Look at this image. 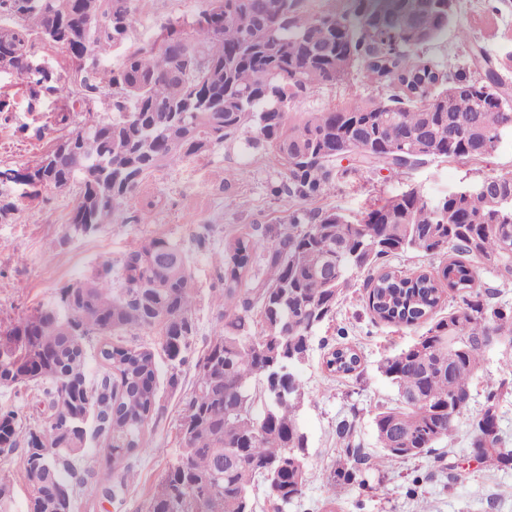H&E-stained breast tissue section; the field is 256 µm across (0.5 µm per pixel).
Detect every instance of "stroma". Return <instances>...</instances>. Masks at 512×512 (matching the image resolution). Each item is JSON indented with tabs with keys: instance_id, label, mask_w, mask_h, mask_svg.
<instances>
[{
	"instance_id": "stroma-1",
	"label": "stroma",
	"mask_w": 512,
	"mask_h": 512,
	"mask_svg": "<svg viewBox=\"0 0 512 512\" xmlns=\"http://www.w3.org/2000/svg\"><path fill=\"white\" fill-rule=\"evenodd\" d=\"M202 0H141V12L127 43L137 47L156 22L194 15ZM467 37H460V30ZM479 43L498 60V72L512 87V0H457V23L427 53L441 61L449 75L470 70V45ZM381 90L362 79L327 85L299 99V112H318L343 106L353 95L377 96ZM13 99L9 121H0V169H22L54 142L53 105L28 112L24 81L0 75V95ZM512 171V146L503 145L491 157L473 160L430 161L404 170L380 167L352 171L333 180L330 189L315 201L275 194L274 186L286 179L284 166L264 147H246L243 140L225 142L206 156L179 167L149 175L129 201L123 222L105 224L86 235L74 233L68 219L76 204L75 191L46 189L42 201L16 200L13 215L0 223V323L16 320L35 307L52 301L62 287L108 265L120 270L127 254L145 241L163 236L186 255L197 286L193 312L196 333L187 361L178 370L179 385L170 388L160 338L147 332L138 336H95L86 341L89 376L101 371L99 349L115 343L151 349L160 362L157 383L158 409L150 419L146 437L150 450L133 454L113 470L137 473L134 484L117 500L105 499L89 472L102 468L97 455L104 439L96 421L87 425V454L79 464L86 481L79 485L72 512H146L147 503L168 468L178 459L182 443L179 424L184 404L194 388V363L224 323L211 299L222 286L220 260L230 239L259 224L268 239L288 228L289 216L298 210L334 209L356 218L370 204L401 194L414 186L427 196H443L466 179H481ZM155 203L149 224L134 218L148 203ZM206 234L208 245L198 248L197 237ZM367 272L354 276V286L340 299L335 313L315 333L299 376L305 391L300 411L308 437L306 481L302 494L284 512H416L419 497H426L431 512H512V469L493 470L473 459L468 436L469 420L483 407L481 387L461 415L454 445L441 458L423 456L397 460L378 469L354 466L351 479L335 478L344 444L337 434L342 421L354 424L355 440L377 453L373 417L377 410L395 403L394 386L381 374L383 358L412 345L425 325L396 327L375 319L366 305ZM349 346L360 356L359 368L348 375L328 372L325 360L334 348ZM0 407L19 411L28 424H41L47 414L42 386L0 388Z\"/></svg>"
}]
</instances>
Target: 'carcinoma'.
<instances>
[{
    "mask_svg": "<svg viewBox=\"0 0 512 512\" xmlns=\"http://www.w3.org/2000/svg\"><path fill=\"white\" fill-rule=\"evenodd\" d=\"M203 2L190 18L160 23L149 41L113 65L140 0H0V74L26 83L30 112L41 99H54L61 131L34 165L0 175L34 199L43 188L77 189L69 224L82 230L121 221L149 174L248 128L287 171L276 193L300 200L322 196L343 175L333 159L338 148L357 169L401 170L436 159L487 157L494 143L512 141V95L494 69L484 68L482 79L451 80L426 56L455 22L448 0H346L321 12L309 9L308 0ZM40 42L68 53L71 75L44 64ZM354 70L383 94L359 95L303 119L293 115L298 99L349 80ZM77 101L88 114L81 123L72 115ZM99 104L117 116L97 117ZM495 179L498 198L477 196L464 182L443 197L410 187L354 220L336 210L294 215L288 230L265 247V271L250 288L243 287L244 273L252 269L264 229L256 224L227 242L217 305L224 334L195 363L180 423L183 448L147 512H241L244 505L252 512L259 486L282 505L301 494L308 439L297 369L316 329L351 288L354 271L364 269L377 271L366 282L374 317L398 327L424 321L428 328L380 364L397 400L373 418L379 454L363 452L354 427L345 424L338 473L349 479L352 462L382 466L450 444L478 378L484 407L469 422L470 447L479 449L485 466L511 469L512 448L502 446L498 431L509 383L480 376L488 339L512 348V304L490 303L478 276L482 269L512 282V171ZM157 246L173 254L164 268L148 258ZM409 251L446 255L448 262L434 274L407 276L389 262ZM323 266L335 269L332 279L319 275ZM449 292L457 308L440 316ZM55 301L72 308L78 331L44 305L0 326V386L46 383L50 408L61 415L98 407L109 464L93 476L110 500L134 478L128 470L114 480L111 461L147 451L159 368L148 349L106 344L103 371L90 383L86 358H76L74 346L91 336L155 330L172 369L168 383L177 387L176 368L186 362L195 331L194 278L180 248L155 237L129 253L119 279L103 266L59 289ZM359 364L349 346L325 361L330 372L344 375ZM0 437V453L20 448L25 454L27 512H71L72 500L56 501L40 486L83 483L75 462L87 454L85 445L47 421L32 427L15 410H0Z\"/></svg>",
    "mask_w": 512,
    "mask_h": 512,
    "instance_id": "obj_1",
    "label": "carcinoma"
}]
</instances>
